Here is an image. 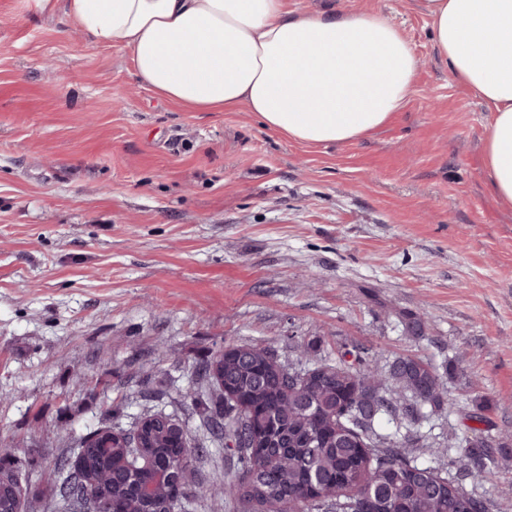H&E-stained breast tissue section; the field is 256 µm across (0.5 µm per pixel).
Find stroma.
Here are the masks:
<instances>
[{
  "instance_id": "1",
  "label": "stroma",
  "mask_w": 512,
  "mask_h": 512,
  "mask_svg": "<svg viewBox=\"0 0 512 512\" xmlns=\"http://www.w3.org/2000/svg\"><path fill=\"white\" fill-rule=\"evenodd\" d=\"M334 4L391 19L419 68L383 128L308 146L242 108L188 111L127 51L0 0V449L33 460L32 493L87 425L170 412L232 340L300 366L355 345L430 362L455 408L416 425L423 460L512 512V207L483 166L491 112L415 0H286ZM481 410L507 439L494 481L441 449Z\"/></svg>"
}]
</instances>
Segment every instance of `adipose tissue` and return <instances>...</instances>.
Returning a JSON list of instances; mask_svg holds the SVG:
<instances>
[{
  "instance_id": "adipose-tissue-1",
  "label": "adipose tissue",
  "mask_w": 512,
  "mask_h": 512,
  "mask_svg": "<svg viewBox=\"0 0 512 512\" xmlns=\"http://www.w3.org/2000/svg\"><path fill=\"white\" fill-rule=\"evenodd\" d=\"M453 80L492 113L488 186L512 206V0H418ZM93 45L129 51L136 77L193 112L240 107L307 145L356 140L387 124L418 67L376 12L291 13L285 0H33Z\"/></svg>"
}]
</instances>
